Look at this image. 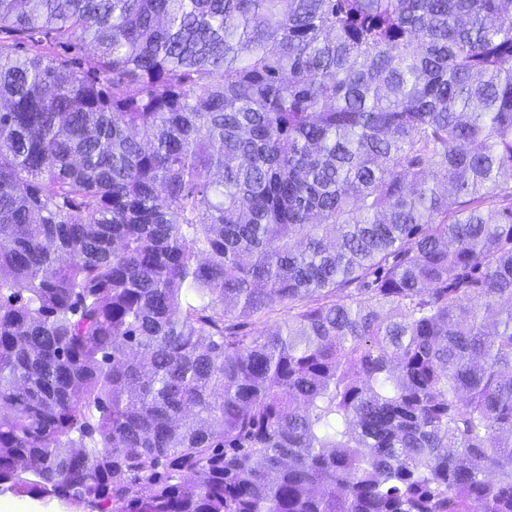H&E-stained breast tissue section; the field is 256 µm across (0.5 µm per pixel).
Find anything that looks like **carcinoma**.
<instances>
[{
  "mask_svg": "<svg viewBox=\"0 0 512 512\" xmlns=\"http://www.w3.org/2000/svg\"><path fill=\"white\" fill-rule=\"evenodd\" d=\"M505 172L512 0H0V490L512 512Z\"/></svg>",
  "mask_w": 512,
  "mask_h": 512,
  "instance_id": "carcinoma-1",
  "label": "carcinoma"
}]
</instances>
